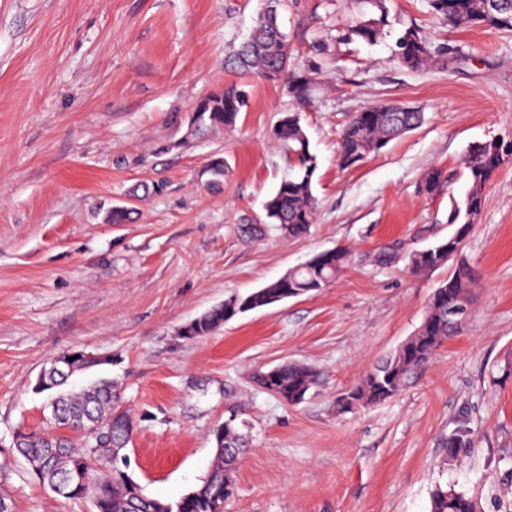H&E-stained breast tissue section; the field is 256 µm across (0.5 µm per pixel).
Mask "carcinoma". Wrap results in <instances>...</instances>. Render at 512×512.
Masks as SVG:
<instances>
[{"mask_svg": "<svg viewBox=\"0 0 512 512\" xmlns=\"http://www.w3.org/2000/svg\"><path fill=\"white\" fill-rule=\"evenodd\" d=\"M358 17L348 26L349 40L368 43L377 41L390 25L391 0H358ZM432 13L453 28L486 27L512 31V0H428ZM283 0H264L248 36L233 50L229 62L273 82L286 80L288 94L298 105L312 98L314 78L308 73L290 72L288 37L278 25V10ZM394 56L407 70L419 71L437 66L448 68L455 57L448 47L432 43L421 27L410 25L395 40ZM247 106V93L236 86L215 92L199 103V119L212 125L233 127L239 113ZM421 109L405 103L383 104L356 113L340 135L338 164L350 168L368 155L384 150L401 136L417 129L423 122ZM278 146L294 158L291 173L284 178L265 201L267 223L273 224L285 237L297 238L308 233L314 223L317 200L313 178L316 156L310 152L309 140L296 110L283 113L273 128ZM508 141L492 139L478 143L462 160V174L468 191L462 203L448 211V223L459 225L462 234L458 250L448 253V241L417 251L409 257L415 272H428L455 260L447 279L432 292L426 314L416 334L380 365L368 372L352 390L356 405L377 404L395 396L407 377L430 363L439 346L454 335L457 324L448 321V307L470 305L472 288L478 273L463 252L464 238L477 223L484 205V189L493 174L505 163L504 146ZM452 182V174L442 167L430 168L422 179L420 192L426 197L440 194ZM349 253L335 251L332 264L322 266L315 258L288 269L274 281L245 296L232 294L186 327L188 339L210 336L224 323L245 312L266 307L318 291L336 280L345 269ZM58 374L45 369L34 389L48 393L55 427L62 428L81 421L88 428L97 423L112 425V452L96 448V439L83 432L74 442L46 429L19 431L17 448L21 456L43 484L57 495L79 499L92 494L96 512H173L172 503L147 496L141 486L131 484L121 451L130 441L132 431L124 424L126 413L116 410V390L109 378H100L78 392H63V386L74 372ZM259 387L290 404L297 405L316 383L313 370L303 364H282L272 370L255 373ZM236 418L224 420V447L215 451L209 475L192 494L181 498L182 512H224V502L233 495L232 471L240 457L248 451L245 437L235 424ZM429 512H473L472 502L461 493L437 489L433 492Z\"/></svg>", "mask_w": 512, "mask_h": 512, "instance_id": "obj_1", "label": "carcinoma"}]
</instances>
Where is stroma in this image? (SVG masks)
<instances>
[{
	"label": "stroma",
	"instance_id": "1",
	"mask_svg": "<svg viewBox=\"0 0 512 512\" xmlns=\"http://www.w3.org/2000/svg\"><path fill=\"white\" fill-rule=\"evenodd\" d=\"M260 9L0 0V488L13 512H95L91 499L53 494L10 449L14 432L49 422L38 373L83 352L97 364L70 384L117 381L135 426L127 471L151 497L175 501L201 484L234 412L250 451L224 512H429L438 487L475 512H512V161L486 185L464 241L480 282L458 333L391 399L337 408L414 335L451 272L416 273L408 258L453 233L468 147L512 138V32L454 29L431 18L427 0H394L386 35L348 42L354 0H285L291 67L319 74L302 114L318 208L308 233L288 238L246 227L288 172L272 129L294 102L283 83L225 66ZM415 23L460 61L401 68L395 38ZM233 83L248 94L235 129L195 125L199 101ZM390 102L422 108L424 123L340 170L346 121ZM216 158L224 184L213 190ZM435 165L457 177L428 198L418 187ZM115 206L130 210L128 223L108 220ZM336 247L351 261L325 288L182 336L230 295ZM384 251L392 263H379ZM289 362L317 373L298 405L254 381ZM452 439L462 442L453 454Z\"/></svg>",
	"mask_w": 512,
	"mask_h": 512
}]
</instances>
